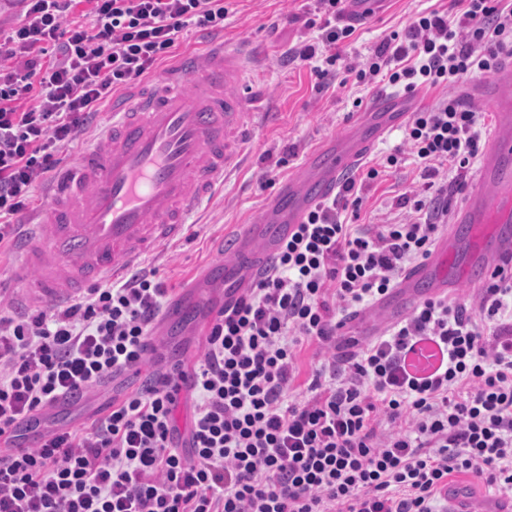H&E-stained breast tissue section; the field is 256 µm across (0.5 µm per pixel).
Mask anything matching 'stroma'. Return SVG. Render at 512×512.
Listing matches in <instances>:
<instances>
[{"label": "stroma", "instance_id": "stroma-1", "mask_svg": "<svg viewBox=\"0 0 512 512\" xmlns=\"http://www.w3.org/2000/svg\"><path fill=\"white\" fill-rule=\"evenodd\" d=\"M436 6V0H386L347 41L335 79L321 84L309 69L290 59L294 46L317 40V30L305 25L314 15V0H229L224 39L251 49L247 80L272 117L253 120L245 163L231 171L223 187L190 218L184 237L145 259V267L157 270L173 296L185 293L201 270L222 254L225 234L244 231L262 215L280 184L300 175L319 143L349 129L356 99L368 102L385 92L383 83L357 82L348 68L366 62L390 31L403 29L412 16ZM420 173L421 166L411 155L401 166L381 173L377 184L362 192L360 223L409 220L408 210L398 207L397 199L418 189Z\"/></svg>", "mask_w": 512, "mask_h": 512}]
</instances>
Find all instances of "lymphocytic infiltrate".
<instances>
[{
    "mask_svg": "<svg viewBox=\"0 0 512 512\" xmlns=\"http://www.w3.org/2000/svg\"><path fill=\"white\" fill-rule=\"evenodd\" d=\"M315 2L318 42L291 59L324 82L356 28L340 23L344 0ZM81 4L91 25L67 17ZM4 11L18 20L0 33V250L112 94L173 54L185 29L217 34L228 15L224 0H0ZM505 56L512 5L450 0L449 11L418 13L387 34L356 78L414 94L491 73ZM404 133L424 182L399 204L418 219L368 231L343 220L359 214L356 185H373L374 167L314 206L274 264L210 321L188 429L161 364L89 424L22 444L59 397L82 398L156 354L153 330L169 301L156 271L64 305L0 313V512H448L453 477L511 491V266L475 289V303L425 299L336 357L346 319L431 253L448 223V189L472 172L487 126L448 96L412 113ZM422 345L434 361L418 370L409 357ZM308 348L317 364L307 374Z\"/></svg>",
    "mask_w": 512,
    "mask_h": 512,
    "instance_id": "f902f5d3",
    "label": "lymphocytic infiltrate"
}]
</instances>
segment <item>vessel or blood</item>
<instances>
[{"label":"vessel or blood","mask_w":512,"mask_h":512,"mask_svg":"<svg viewBox=\"0 0 512 512\" xmlns=\"http://www.w3.org/2000/svg\"><path fill=\"white\" fill-rule=\"evenodd\" d=\"M384 0H345L344 22L363 23ZM245 52L209 43L175 60L163 80L112 97L103 146L85 149L56 177L47 207L28 222L15 275L23 296L59 304L90 285L123 278L147 255L180 239L192 212L224 183L243 158L256 109L244 92ZM512 60L476 89L496 107L492 131L471 196L456 223L479 242L469 264H459L455 230L430 257L404 274L382 306L402 318L424 296L446 293L448 281L482 283L496 265L512 262ZM416 100L379 94L342 138L310 154L301 179L284 183L260 223L227 239L224 300L233 302L267 267L280 242L307 211L340 191L375 142L401 125Z\"/></svg>","instance_id":"1"}]
</instances>
